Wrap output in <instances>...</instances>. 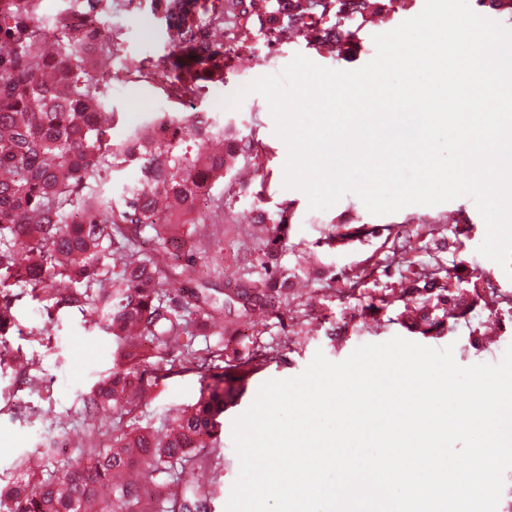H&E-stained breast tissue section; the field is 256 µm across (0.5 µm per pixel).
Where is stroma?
Returning a JSON list of instances; mask_svg holds the SVG:
<instances>
[{"instance_id": "35a3bbf8", "label": "stroma", "mask_w": 512, "mask_h": 512, "mask_svg": "<svg viewBox=\"0 0 512 512\" xmlns=\"http://www.w3.org/2000/svg\"><path fill=\"white\" fill-rule=\"evenodd\" d=\"M423 6L424 0H366L362 15L348 23L333 49L303 32L280 40L275 11L250 10L244 22L253 32L251 40L242 45L228 38L221 50L232 59L249 55L252 69L225 72L223 81L181 101L168 99L162 83L132 80L115 86L105 103L118 118L112 129L116 142H126L136 129L165 114L223 132L228 142L257 139L258 158L237 156L234 170L198 202L204 219L195 233L199 281L228 289L264 278L263 224L282 214L288 219L280 254L288 278L282 299L244 319L215 312V328L194 342L243 357L263 344L280 348L278 358L253 374L225 408L223 466L212 512H225L240 473L234 419L265 382L300 375L316 352L340 362L359 346L400 336L433 348L453 346L456 362L469 366L499 362L512 345V278L478 253L486 225L471 198L410 205L378 216L348 194L329 209H311L304 192L283 185L287 148L275 134L267 100L244 91L258 78L281 74L298 53L326 68L358 69L375 57V35L417 16ZM96 24L104 31L123 30L121 44L110 55L115 72H125L133 58L151 67L173 49L167 16L155 0H133L128 11L98 16ZM240 90L245 97L238 108L218 109V101ZM332 236L341 239V246L328 245ZM429 270L437 271L441 285H450L462 316L449 318L438 289H412V282ZM13 312L16 327L0 347V487L12 483L21 462L37 461L43 475L66 462L84 463V448L105 444L112 427L111 411L91 418L83 410L84 397L112 367V338L92 328L91 310L73 308L49 317L26 295ZM425 315L436 324L428 334L418 330ZM224 367L220 360L208 373L180 371L160 380L146 370L144 398L134 413L137 426L165 439L172 418L195 404Z\"/></svg>"}]
</instances>
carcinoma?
<instances>
[{"label":"carcinoma","mask_w":512,"mask_h":512,"mask_svg":"<svg viewBox=\"0 0 512 512\" xmlns=\"http://www.w3.org/2000/svg\"><path fill=\"white\" fill-rule=\"evenodd\" d=\"M133 0H81L87 16L98 10L118 12ZM169 18L174 51L155 64L156 72L174 74L169 94L183 97L197 91L200 72L224 75L217 62L224 29L235 31L239 42L249 32L240 23L244 0H231L230 9L214 5L196 19V0H158ZM279 18L315 39L329 44L340 27L361 12L363 0H277ZM44 0H0V39L13 43L14 53L0 57V286L8 282L42 304L51 317L63 308L89 307L97 314L93 327L112 336L113 364L84 400L85 413L109 406L118 421L131 413L141 396L146 357L129 346L123 333L130 324L154 345V370L162 378L179 368L208 371L224 356V349L187 348L169 359L162 348L181 336L192 338L210 327L215 299L192 292L191 302L169 297L166 282L177 273H192L196 263L197 200L224 178L236 154L207 156L197 164L179 150L186 138L199 133L196 123L169 118L135 131L131 144L110 137L115 114L88 112L85 100L104 103L112 91L95 73L97 58L117 44L118 33L105 34L84 20L75 36L58 44L54 55L42 60L50 69V83L40 81L31 60L41 52L50 30L42 22ZM331 13L336 27L313 28L314 10ZM123 161L143 160L142 177L156 193L169 198L174 209L161 213L155 196L136 186L127 188L119 203L101 199L95 177ZM154 231L157 248L144 255L137 242L147 229ZM281 218L267 226L264 243L266 277L251 289L224 298V307L248 315L255 307L273 306L286 288L287 277L277 256L285 236ZM127 254L119 269L109 263L114 251ZM27 261H17L19 254ZM14 295H0V336L15 326ZM278 348L260 345L250 356L233 358L226 369L242 386L254 371L277 358ZM234 387L214 385L208 393L173 419L169 439L160 443L145 428L112 436L111 444L88 449L84 465H63L45 478L20 476L0 489V512H212L214 491L187 482L179 494L169 492L161 475L196 467L221 466V418ZM212 448V455L198 454ZM107 485L111 496L98 498Z\"/></svg>","instance_id":"1"}]
</instances>
